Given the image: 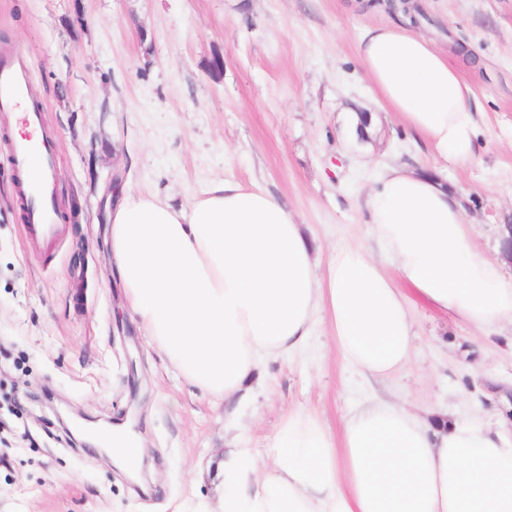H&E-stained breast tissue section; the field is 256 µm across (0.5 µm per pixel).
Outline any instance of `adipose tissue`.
<instances>
[{
	"mask_svg": "<svg viewBox=\"0 0 512 512\" xmlns=\"http://www.w3.org/2000/svg\"><path fill=\"white\" fill-rule=\"evenodd\" d=\"M357 58L376 104L432 148L431 170L386 167L368 194L375 248L340 244L319 264L281 199L231 179L187 207L125 192L112 209L126 303L152 346L214 397L247 399L269 363L305 351L323 323L362 379L407 369L418 337L407 285L459 323L512 329L507 264L480 250L442 175L474 154L472 87L401 25L366 29ZM215 476L219 498L195 512H512V428L402 396L367 399L337 428L300 407L266 447L238 428Z\"/></svg>",
	"mask_w": 512,
	"mask_h": 512,
	"instance_id": "obj_1",
	"label": "adipose tissue"
}]
</instances>
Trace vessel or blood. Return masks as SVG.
<instances>
[{
	"label": "vessel or blood",
	"mask_w": 512,
	"mask_h": 512,
	"mask_svg": "<svg viewBox=\"0 0 512 512\" xmlns=\"http://www.w3.org/2000/svg\"><path fill=\"white\" fill-rule=\"evenodd\" d=\"M29 67L23 55L0 56V112L20 113L22 132L8 142V159L21 173L28 174L26 233L36 244L54 245L58 239L55 206L53 148L43 132V115L29 98Z\"/></svg>",
	"instance_id": "1"
}]
</instances>
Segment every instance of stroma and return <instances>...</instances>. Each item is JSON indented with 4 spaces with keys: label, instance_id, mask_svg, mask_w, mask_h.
Listing matches in <instances>:
<instances>
[{
    "label": "stroma",
    "instance_id": "1",
    "mask_svg": "<svg viewBox=\"0 0 512 512\" xmlns=\"http://www.w3.org/2000/svg\"><path fill=\"white\" fill-rule=\"evenodd\" d=\"M360 0H0V54H23L30 98L57 147L60 236L34 246L26 203L0 146V512H187L217 492L215 466L235 432L222 400L191 388L124 307L106 244L115 180L189 205L228 177L281 198L320 262L367 243L365 195L383 169L431 163L421 136L377 112L356 58ZM419 32L473 49L472 159L449 164L464 216L485 251L512 221V0H416ZM376 112L367 141L356 112ZM414 364L362 391L327 326L308 357L283 358L239 408L251 445L282 415L324 411L331 425L360 397L406 395L452 416L512 410V351L485 345L414 298ZM130 423L141 475L73 427Z\"/></svg>",
    "mask_w": 512,
    "mask_h": 512
}]
</instances>
